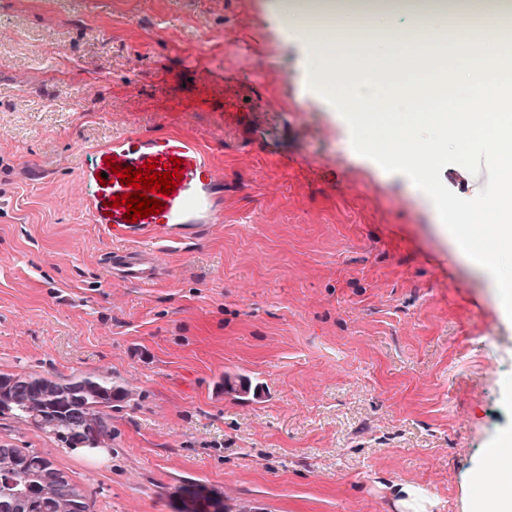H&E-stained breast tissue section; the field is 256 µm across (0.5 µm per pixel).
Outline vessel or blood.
Masks as SVG:
<instances>
[{"instance_id": "obj_1", "label": "vessel or blood", "mask_w": 512, "mask_h": 512, "mask_svg": "<svg viewBox=\"0 0 512 512\" xmlns=\"http://www.w3.org/2000/svg\"><path fill=\"white\" fill-rule=\"evenodd\" d=\"M183 55L193 63L223 58L222 30L205 31ZM88 155L76 182V196L92 222L103 225L116 243L109 264L113 277L139 285L154 283L176 244L224 221V171L211 161L204 143L192 133H122L110 145L89 149ZM176 157L181 160V179L164 196L161 212L127 221L126 206H114L113 201L130 188L120 183L112 165L138 170L146 162L163 166Z\"/></svg>"}]
</instances>
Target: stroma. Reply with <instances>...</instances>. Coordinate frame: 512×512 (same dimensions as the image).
Masks as SVG:
<instances>
[{
    "instance_id": "35a3bbf8",
    "label": "stroma",
    "mask_w": 512,
    "mask_h": 512,
    "mask_svg": "<svg viewBox=\"0 0 512 512\" xmlns=\"http://www.w3.org/2000/svg\"><path fill=\"white\" fill-rule=\"evenodd\" d=\"M284 5L0 0V372L131 392L103 452L11 420L0 443L49 455L93 512H180L190 481L226 512H476L472 475L512 434V318L430 198L355 152ZM214 27L225 92L178 49ZM229 102L235 130L212 120ZM181 128L224 167V221L152 285L109 279L76 147ZM239 373L265 397L226 394Z\"/></svg>"
}]
</instances>
